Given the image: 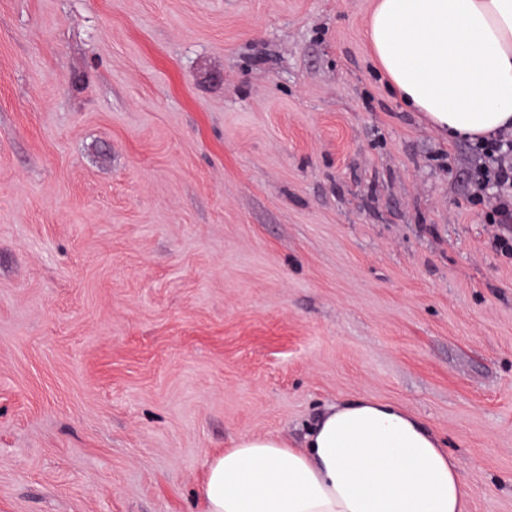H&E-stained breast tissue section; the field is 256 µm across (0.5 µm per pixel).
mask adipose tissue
<instances>
[{"instance_id":"adipose-tissue-1","label":"adipose tissue","mask_w":512,"mask_h":512,"mask_svg":"<svg viewBox=\"0 0 512 512\" xmlns=\"http://www.w3.org/2000/svg\"><path fill=\"white\" fill-rule=\"evenodd\" d=\"M373 57L401 100L450 137L512 128V0H377ZM205 512H464L455 460L404 408L330 405L294 448L239 436L205 460Z\"/></svg>"}]
</instances>
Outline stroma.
I'll list each match as a JSON object with an SVG mask.
<instances>
[{
    "label": "stroma",
    "mask_w": 512,
    "mask_h": 512,
    "mask_svg": "<svg viewBox=\"0 0 512 512\" xmlns=\"http://www.w3.org/2000/svg\"><path fill=\"white\" fill-rule=\"evenodd\" d=\"M377 0H0V512H202L332 403L512 512V253Z\"/></svg>",
    "instance_id": "stroma-1"
}]
</instances>
